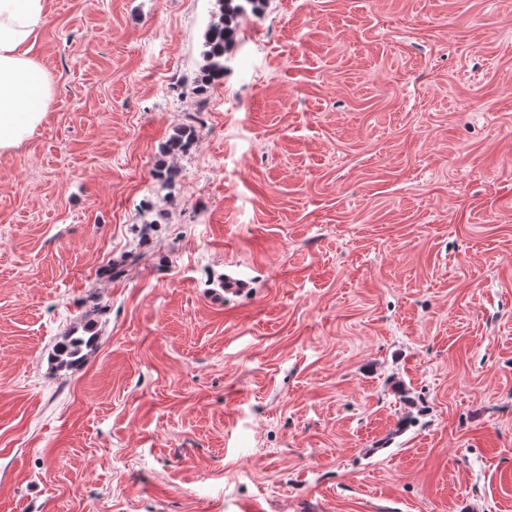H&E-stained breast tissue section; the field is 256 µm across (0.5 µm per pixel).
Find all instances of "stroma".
I'll return each instance as SVG.
<instances>
[{"mask_svg":"<svg viewBox=\"0 0 512 512\" xmlns=\"http://www.w3.org/2000/svg\"><path fill=\"white\" fill-rule=\"evenodd\" d=\"M210 10L47 0L0 512H512V0H268L201 99ZM196 141V131L192 125L179 127L163 146V154L170 158L177 157L187 152ZM94 335L85 336H66L65 340L60 344L55 360L59 366H70L78 362L82 357L83 349L92 348L94 345Z\"/></svg>","mask_w":512,"mask_h":512,"instance_id":"35a3bbf8","label":"stroma"}]
</instances>
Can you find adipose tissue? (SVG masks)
Masks as SVG:
<instances>
[{"label":"adipose tissue","mask_w":512,"mask_h":512,"mask_svg":"<svg viewBox=\"0 0 512 512\" xmlns=\"http://www.w3.org/2000/svg\"><path fill=\"white\" fill-rule=\"evenodd\" d=\"M46 0H0V149L16 145L43 118L51 97L48 79L39 78V66L28 44L38 30ZM38 102H31V88Z\"/></svg>","instance_id":"ef3b65f1"}]
</instances>
